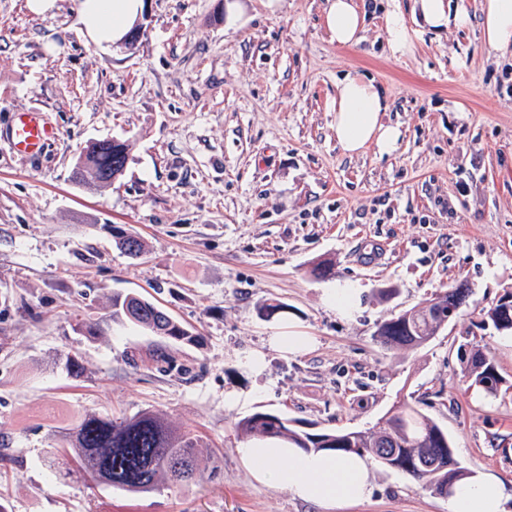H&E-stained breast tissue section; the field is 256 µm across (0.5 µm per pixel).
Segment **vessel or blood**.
<instances>
[{
    "mask_svg": "<svg viewBox=\"0 0 512 512\" xmlns=\"http://www.w3.org/2000/svg\"><path fill=\"white\" fill-rule=\"evenodd\" d=\"M56 127L45 112L28 108L15 112L10 122L0 128V145L20 157L40 156L57 138Z\"/></svg>",
    "mask_w": 512,
    "mask_h": 512,
    "instance_id": "b4317fda",
    "label": "vessel or blood"
}]
</instances>
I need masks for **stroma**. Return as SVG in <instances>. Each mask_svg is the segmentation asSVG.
I'll list each match as a JSON object with an SVG mask.
<instances>
[{
  "label": "stroma",
  "instance_id": "obj_1",
  "mask_svg": "<svg viewBox=\"0 0 512 512\" xmlns=\"http://www.w3.org/2000/svg\"><path fill=\"white\" fill-rule=\"evenodd\" d=\"M133 50H101L75 24L73 0L36 15L0 0V127L42 109L57 140L36 159L0 146V505L6 512H448V500L375 466L367 500L318 506L254 478L234 424L264 410L323 429L361 430L410 403L447 431L470 472L512 491V338L481 309L512 292V94L497 79L511 56L490 54L480 0L470 24L423 32L391 56L385 16L413 0H376L365 39L341 48L326 0H145ZM348 70L387 90L392 155L346 154L331 129L336 79ZM130 145L110 187L90 192L70 171L90 142ZM142 238L121 252L113 228ZM329 265L314 275L315 265ZM362 289L351 318L324 288ZM472 293L428 344L389 351L378 325L442 288ZM391 296H383V289ZM137 293L190 328L176 345L112 316ZM286 316L259 314L268 301ZM97 322L94 334L78 319ZM294 325L312 347L268 344ZM493 359L504 389L470 388L460 345ZM168 353L176 365L153 357ZM76 354L81 375L51 367ZM263 355L265 369L245 363ZM149 409L203 436V480L131 496L48 456L83 413Z\"/></svg>",
  "mask_w": 512,
  "mask_h": 512
}]
</instances>
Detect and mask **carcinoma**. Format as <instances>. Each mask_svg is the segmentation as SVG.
Wrapping results in <instances>:
<instances>
[{"label": "carcinoma", "instance_id": "1", "mask_svg": "<svg viewBox=\"0 0 512 512\" xmlns=\"http://www.w3.org/2000/svg\"><path fill=\"white\" fill-rule=\"evenodd\" d=\"M129 159V144L117 140L95 141L81 150L71 171L74 183L89 190L112 184ZM115 245L130 257L144 253V244L118 228L112 229ZM450 286L429 299V304L407 310L379 324L376 340L386 349H413L431 341L443 328V315L455 293ZM503 305L483 310L484 321L501 333ZM112 317H124L151 332L182 344L199 341L187 327L149 300L136 294L112 296ZM461 372L469 386L488 395L503 383L489 354L471 348L460 355ZM236 429L252 439L286 443L304 453L368 454L396 469L432 493L448 496V484L468 475L457 466L448 434L429 416L411 405L387 414L368 430H312L303 422L258 411L237 422ZM61 449L97 484L129 494L151 493L162 487L187 484L204 478L199 461L209 453L202 437L174 428L164 416L142 410L125 418L85 414L64 429Z\"/></svg>", "mask_w": 512, "mask_h": 512}]
</instances>
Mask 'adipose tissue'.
I'll return each mask as SVG.
<instances>
[{"instance_id": "adipose-tissue-1", "label": "adipose tissue", "mask_w": 512, "mask_h": 512, "mask_svg": "<svg viewBox=\"0 0 512 512\" xmlns=\"http://www.w3.org/2000/svg\"><path fill=\"white\" fill-rule=\"evenodd\" d=\"M144 0H74L76 24L97 47L111 48L122 42L141 18ZM417 27H409L400 8L386 14L387 44L392 56L411 54L419 30L440 32L468 25L464 7H451L449 0H414ZM481 31L494 53L512 52V0H482ZM325 23L337 45L351 47L365 38V19L355 0H327ZM332 130L337 143L350 154L373 149L378 156L392 155L401 131L386 123L389 99L373 79L356 71L336 80ZM253 476L282 487L293 496L313 504L336 500L358 503L371 491L372 464L367 457L348 454L303 453L271 440H254L239 450ZM450 512H508L512 494L488 473H475L456 481L449 495Z\"/></svg>"}]
</instances>
